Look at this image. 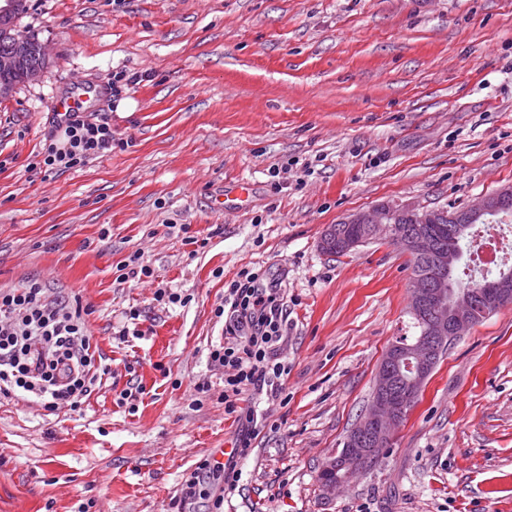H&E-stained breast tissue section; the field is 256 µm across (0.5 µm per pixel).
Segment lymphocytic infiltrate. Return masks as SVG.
<instances>
[{
  "instance_id": "obj_1",
  "label": "lymphocytic infiltrate",
  "mask_w": 512,
  "mask_h": 512,
  "mask_svg": "<svg viewBox=\"0 0 512 512\" xmlns=\"http://www.w3.org/2000/svg\"><path fill=\"white\" fill-rule=\"evenodd\" d=\"M115 143L107 116L91 121L78 112L57 114L39 169L48 177L80 169L110 153ZM215 315L224 321V341L212 347L209 358L230 370L224 379L225 408L246 425L256 424V410L238 408L236 400L288 371L277 349L288 322L284 296L277 285L261 284L258 273L244 269L230 282ZM108 373L96 357L82 309L50 296L37 281L0 289L1 398L30 395L51 412L75 408ZM249 450L250 440L244 437L233 450L234 461L200 460L186 481L187 498H194L213 476L236 489L241 478L237 462Z\"/></svg>"
}]
</instances>
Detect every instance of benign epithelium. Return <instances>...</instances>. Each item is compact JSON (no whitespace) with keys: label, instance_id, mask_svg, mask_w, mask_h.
I'll return each instance as SVG.
<instances>
[{"label":"benign epithelium","instance_id":"obj_1","mask_svg":"<svg viewBox=\"0 0 512 512\" xmlns=\"http://www.w3.org/2000/svg\"><path fill=\"white\" fill-rule=\"evenodd\" d=\"M5 2L7 5L0 6V39L9 37L13 43L9 51L0 52V98L9 96L16 85L36 78L43 64L31 57L46 55L45 48L34 49L14 33L19 0ZM511 208L512 188L504 187L450 213L409 203H387L342 220L344 224L361 225L363 235L346 236L337 228L326 229L320 240L324 249L334 246L348 252L377 239L394 241L408 255L423 257L427 265L426 271L411 281L410 290V312L417 319H425L423 333L409 340L398 337L387 347L365 411L344 438L339 453L322 466L323 493H334L336 488L365 472L370 463L386 457L402 418L412 410L432 372L440 346L451 337L465 335L479 307L497 308L509 296L506 288L512 286V280L508 278L487 282L477 298L466 291L448 296L446 271L457 259L453 247L438 248L431 236L410 233L407 223L433 224L441 218L450 224H461Z\"/></svg>","mask_w":512,"mask_h":512}]
</instances>
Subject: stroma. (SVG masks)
<instances>
[{
  "label": "stroma",
  "instance_id": "1",
  "mask_svg": "<svg viewBox=\"0 0 512 512\" xmlns=\"http://www.w3.org/2000/svg\"><path fill=\"white\" fill-rule=\"evenodd\" d=\"M17 26L47 62L0 98V289L78 300L112 373L73 410L0 398V512H177L196 463L242 434L208 349L245 267L281 283L288 373L242 395L261 416L223 512H512V305L451 346L373 471L331 496L318 481L383 352L415 333L400 246L331 256L320 239L382 203L512 186V0H31ZM120 70L141 82L79 109L128 147L43 177L56 100ZM240 183L248 205L221 208ZM136 251L154 276L121 281Z\"/></svg>",
  "mask_w": 512,
  "mask_h": 512
}]
</instances>
